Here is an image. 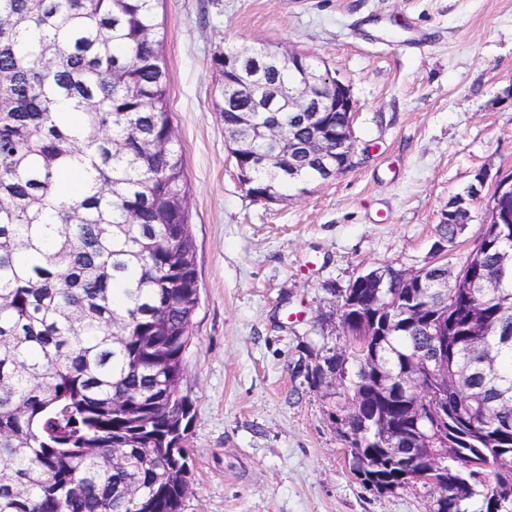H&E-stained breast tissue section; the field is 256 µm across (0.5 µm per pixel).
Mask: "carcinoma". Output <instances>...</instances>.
<instances>
[{
    "instance_id": "cac0c4a2",
    "label": "carcinoma",
    "mask_w": 512,
    "mask_h": 512,
    "mask_svg": "<svg viewBox=\"0 0 512 512\" xmlns=\"http://www.w3.org/2000/svg\"><path fill=\"white\" fill-rule=\"evenodd\" d=\"M156 0H0V512H134L137 486L151 512H182V463L164 457L178 421L192 414L182 394L185 356L199 304L190 194L182 153L175 148L169 81ZM236 71H224L226 52L213 65L246 85L216 104L224 126L246 149L237 159L256 198L301 193L336 166L338 112H290L288 62L242 45ZM81 114L74 127L60 111ZM322 126L327 158L281 152L276 126L300 145ZM82 167L98 190L79 201L62 196L64 174ZM484 273L505 268L480 312L498 333L476 348L453 351L459 369L473 372L498 412L475 419L490 437L484 456L470 446L473 431L444 424L411 406L408 366L429 336L405 313L419 307L448 324V343L468 330L463 295L448 303L438 285L440 263L421 285L390 266L382 296L398 313L383 335L384 307L363 304L352 322L374 343L354 355L342 376L358 393L375 381L364 370L373 356L399 399L376 408L412 434H425L430 451L390 461L376 421L358 452L376 482H397L403 468L448 463V482L430 512H469L477 493L458 483L472 459L512 455V223L487 224L475 250ZM128 450L113 460V449Z\"/></svg>"
}]
</instances>
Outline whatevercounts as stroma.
Instances as JSON below:
<instances>
[{
  "label": "stroma",
  "mask_w": 512,
  "mask_h": 512,
  "mask_svg": "<svg viewBox=\"0 0 512 512\" xmlns=\"http://www.w3.org/2000/svg\"><path fill=\"white\" fill-rule=\"evenodd\" d=\"M157 18L199 280L183 512H428L432 488L379 495L354 476L311 371L344 346L341 290L436 261L449 199L512 172V0H159ZM241 44L310 55L350 85L353 167L278 202L247 195L212 64ZM471 216L447 246L455 271L486 200Z\"/></svg>",
  "instance_id": "1"
}]
</instances>
